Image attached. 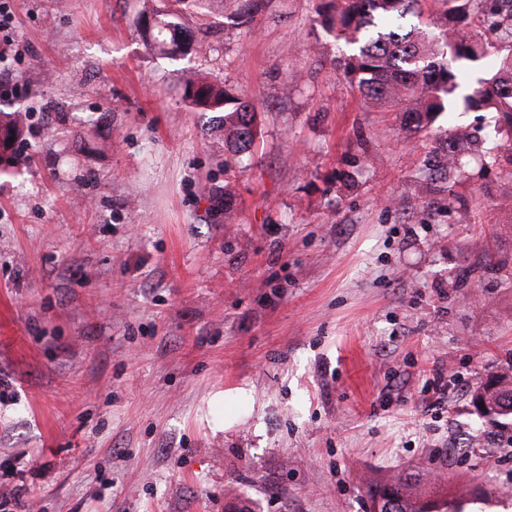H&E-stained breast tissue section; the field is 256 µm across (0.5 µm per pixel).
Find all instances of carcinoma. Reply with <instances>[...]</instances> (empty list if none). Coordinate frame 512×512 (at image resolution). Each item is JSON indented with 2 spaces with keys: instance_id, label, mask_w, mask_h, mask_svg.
<instances>
[{
  "instance_id": "carcinoma-1",
  "label": "carcinoma",
  "mask_w": 512,
  "mask_h": 512,
  "mask_svg": "<svg viewBox=\"0 0 512 512\" xmlns=\"http://www.w3.org/2000/svg\"><path fill=\"white\" fill-rule=\"evenodd\" d=\"M209 0H167L157 17L144 18L142 31L151 50L177 60L185 53L180 37L183 25ZM237 12L226 16L231 26L250 23L262 10L264 0H238ZM443 19L423 18L420 0H326L316 22L345 53L339 66L350 85L371 102L399 113L401 130L411 135L428 128L444 112L463 109L494 112V133L512 136V0H442ZM501 32L499 41H482L472 28V18ZM493 54L498 65L493 73L472 82L458 80L457 72ZM184 98L197 112L224 113V142L236 153L251 150L260 127L256 105L247 98L232 97L195 76L184 84ZM24 115L0 117V174L8 173L26 148L22 139ZM14 141H9V138ZM474 163L448 153L447 164L433 170L435 177L451 180ZM512 374H499V386L481 385L478 397L486 399L492 412L478 414L493 427L512 426ZM399 496L395 512H464L467 500L430 498L421 492L419 475L405 473L373 486L374 501L387 492Z\"/></svg>"
}]
</instances>
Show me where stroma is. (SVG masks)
<instances>
[{"label":"stroma","mask_w":512,"mask_h":512,"mask_svg":"<svg viewBox=\"0 0 512 512\" xmlns=\"http://www.w3.org/2000/svg\"><path fill=\"white\" fill-rule=\"evenodd\" d=\"M148 3L16 0L0 30L29 155L0 177V470L41 468L26 512H367L402 471L512 512V431L473 406L512 366L493 114L401 133L319 0L246 29L210 0L179 61L144 46ZM188 70L261 105L250 153L190 111ZM460 128L496 161L429 176Z\"/></svg>","instance_id":"1"}]
</instances>
